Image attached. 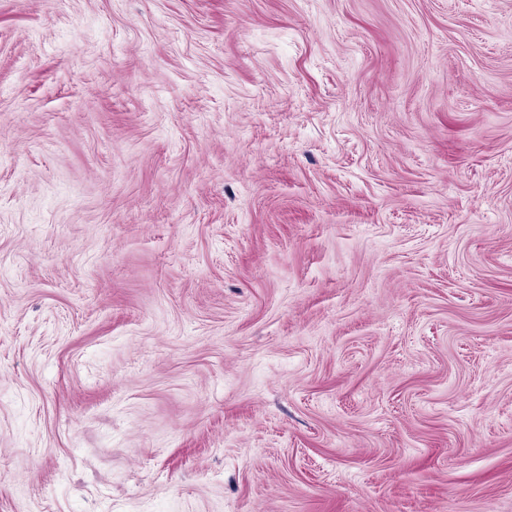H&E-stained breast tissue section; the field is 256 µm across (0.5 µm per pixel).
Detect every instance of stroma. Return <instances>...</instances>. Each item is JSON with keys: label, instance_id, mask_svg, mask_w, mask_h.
<instances>
[{"label": "stroma", "instance_id": "stroma-1", "mask_svg": "<svg viewBox=\"0 0 512 512\" xmlns=\"http://www.w3.org/2000/svg\"><path fill=\"white\" fill-rule=\"evenodd\" d=\"M0 512H512V0H0Z\"/></svg>", "mask_w": 512, "mask_h": 512}]
</instances>
